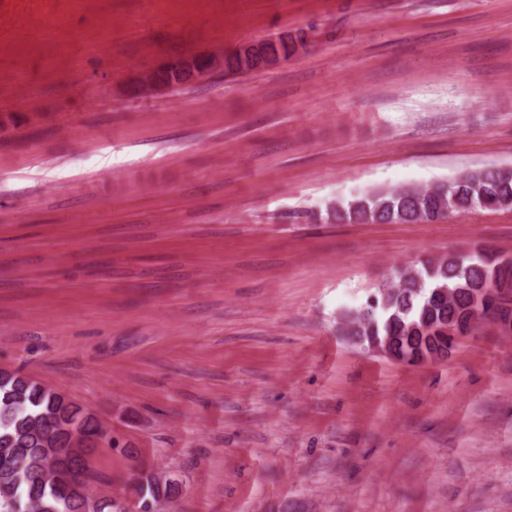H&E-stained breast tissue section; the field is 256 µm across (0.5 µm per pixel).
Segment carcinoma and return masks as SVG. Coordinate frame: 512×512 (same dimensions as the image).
I'll return each instance as SVG.
<instances>
[{"mask_svg": "<svg viewBox=\"0 0 512 512\" xmlns=\"http://www.w3.org/2000/svg\"><path fill=\"white\" fill-rule=\"evenodd\" d=\"M291 38L259 43L258 54H295ZM512 209V167L470 169L429 187L379 189L326 208V220L348 223L433 222L458 213ZM512 324V259L481 250L452 254L397 270L361 307L342 316L354 344L391 340L388 356L413 363L448 355L452 334L467 335L492 321ZM104 436L100 421L64 395L19 371L0 372V512H123L89 486L92 464L82 440ZM84 469L88 481L69 485L43 472ZM183 481L172 475L147 485L141 501L170 503Z\"/></svg>", "mask_w": 512, "mask_h": 512, "instance_id": "carcinoma-1", "label": "carcinoma"}]
</instances>
